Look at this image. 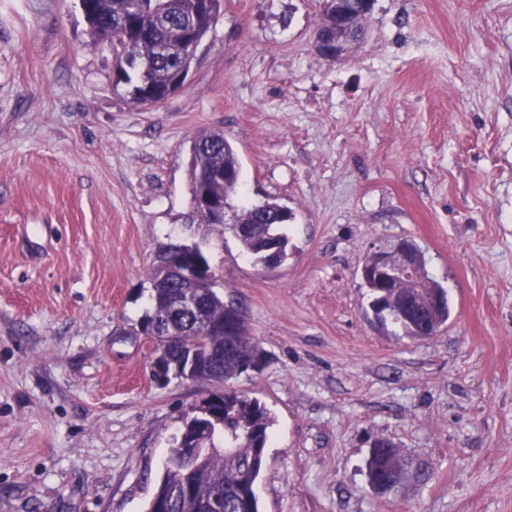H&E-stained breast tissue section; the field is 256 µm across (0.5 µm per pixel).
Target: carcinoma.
Masks as SVG:
<instances>
[{
	"instance_id": "obj_1",
	"label": "carcinoma",
	"mask_w": 512,
	"mask_h": 512,
	"mask_svg": "<svg viewBox=\"0 0 512 512\" xmlns=\"http://www.w3.org/2000/svg\"><path fill=\"white\" fill-rule=\"evenodd\" d=\"M97 45L112 37L114 86L126 87L128 101L135 107L152 106L149 92L169 91L178 74L188 73L202 40L211 30L223 0H209L199 7V0H80ZM348 6L355 39L364 36V22L371 14L363 0H342ZM321 20L316 34H331L336 29V0H320ZM191 200L211 197L232 211L245 227L237 237L246 253L265 264L270 236L281 246V260L288 258V237L280 232L287 219L294 218L291 209L272 200L260 205H233L241 181V163L232 144L222 130H201L191 140L188 166ZM156 264L149 267L153 286V313L147 320L162 329L174 328L193 336L195 348L206 355L210 347L224 350L221 367L222 385H217L203 372L196 382L210 386L207 395L219 401V415L210 431L201 433L209 451L189 463L191 450L175 441L169 448L165 471L149 500L147 512H157L156 498L166 497L167 512H205L210 498L224 496V512H259V498L252 487L258 484L266 461L273 418L258 400L243 396L227 387V383L246 372L254 338L250 336L244 317H239L236 336L229 340L210 334L202 323L189 322L165 309V297L173 292L168 278L161 277ZM218 277L196 281L207 301L209 314L221 319L226 303L215 289ZM410 459L399 448L373 449L366 458L367 481L387 478L396 483L409 472Z\"/></svg>"
}]
</instances>
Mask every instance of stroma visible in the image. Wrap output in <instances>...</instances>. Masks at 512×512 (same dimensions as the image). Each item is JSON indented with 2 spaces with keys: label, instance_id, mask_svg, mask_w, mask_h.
I'll return each mask as SVG.
<instances>
[{
  "label": "stroma",
  "instance_id": "35a3bbf8",
  "mask_svg": "<svg viewBox=\"0 0 512 512\" xmlns=\"http://www.w3.org/2000/svg\"><path fill=\"white\" fill-rule=\"evenodd\" d=\"M318 0H224L184 86L131 108L79 0H0V512H146L206 385L153 378L148 269L195 244L266 355L261 512H512V0H375L314 46ZM223 130L239 200L288 206L264 268L188 221L190 141ZM413 240L440 333L376 322L360 267ZM419 467L367 483L369 440ZM364 1H371V0H364ZM363 0H342L341 2L346 4L348 6L349 15L347 17V20L351 22L352 25V32L354 35V38L356 40L361 39L364 34V22L367 19V17L371 14L373 7L371 10H367Z\"/></svg>",
  "mask_w": 512,
  "mask_h": 512
}]
</instances>
